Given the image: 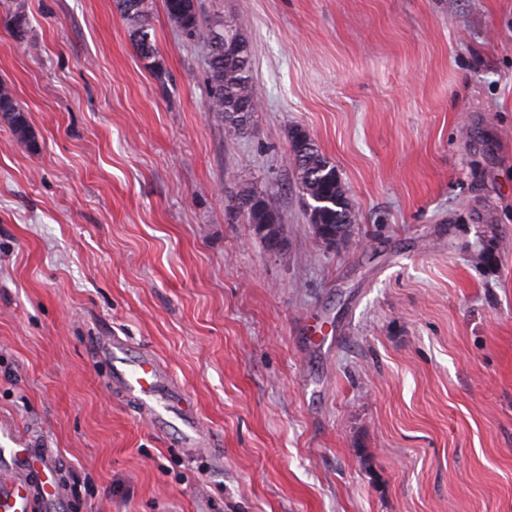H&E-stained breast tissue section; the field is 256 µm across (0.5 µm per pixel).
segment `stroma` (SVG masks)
<instances>
[{
	"label": "stroma",
	"instance_id": "stroma-1",
	"mask_svg": "<svg viewBox=\"0 0 512 512\" xmlns=\"http://www.w3.org/2000/svg\"><path fill=\"white\" fill-rule=\"evenodd\" d=\"M0 24V446L45 448L77 512H512V0H199L252 46L236 133L208 44L148 0ZM301 128L356 223L319 243ZM274 195L268 250L237 207ZM156 353L213 439L188 455L92 347ZM146 0H115L117 10L126 18L133 19L137 24L132 31V38L139 55L152 66H156L157 48L148 31V12ZM25 110L3 87H0V115H3L14 134L24 143H32L34 134L24 117Z\"/></svg>",
	"mask_w": 512,
	"mask_h": 512
}]
</instances>
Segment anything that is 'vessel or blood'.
I'll use <instances>...</instances> for the list:
<instances>
[{
  "mask_svg": "<svg viewBox=\"0 0 512 512\" xmlns=\"http://www.w3.org/2000/svg\"><path fill=\"white\" fill-rule=\"evenodd\" d=\"M98 361L108 365L107 384L131 402L154 430H176L192 454L209 452L212 437L167 367L153 354H130L118 336L95 340ZM14 475L0 480V512H56L62 491L54 478L55 463L43 448H0V467Z\"/></svg>",
  "mask_w": 512,
  "mask_h": 512,
  "instance_id": "obj_1",
  "label": "vessel or blood"
}]
</instances>
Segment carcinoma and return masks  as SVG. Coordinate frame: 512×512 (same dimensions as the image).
<instances>
[{"instance_id": "1", "label": "carcinoma", "mask_w": 512, "mask_h": 512, "mask_svg": "<svg viewBox=\"0 0 512 512\" xmlns=\"http://www.w3.org/2000/svg\"><path fill=\"white\" fill-rule=\"evenodd\" d=\"M115 6L121 15L136 22L132 38L139 55L150 65H157V48L149 32L146 0H115ZM164 7L173 23L187 36L206 35L211 46L210 94L206 108L224 120L233 119L235 124L231 129L242 131L260 106L248 40L238 30L222 24L203 28L198 0H164ZM0 115L20 141H34L24 109L3 87H0ZM291 155L298 192L314 210L310 223L338 232L337 242H343L353 226L354 212L336 166L304 132L291 147ZM257 200L260 206L247 209L249 223L267 224L279 214L276 198L259 196Z\"/></svg>"}]
</instances>
